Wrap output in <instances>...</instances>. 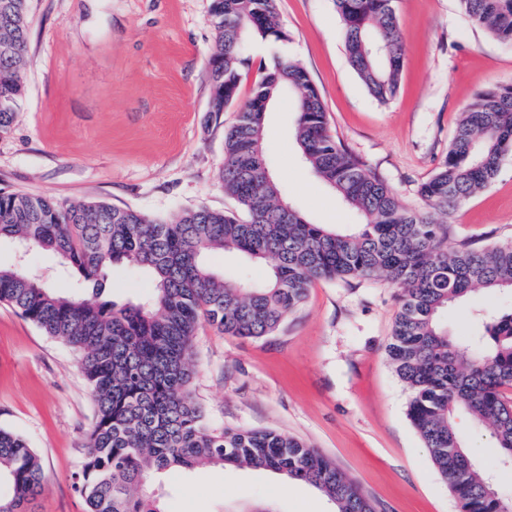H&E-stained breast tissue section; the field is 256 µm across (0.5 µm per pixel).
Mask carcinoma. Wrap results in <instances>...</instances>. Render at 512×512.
I'll use <instances>...</instances> for the list:
<instances>
[{
    "label": "carcinoma",
    "mask_w": 512,
    "mask_h": 512,
    "mask_svg": "<svg viewBox=\"0 0 512 512\" xmlns=\"http://www.w3.org/2000/svg\"><path fill=\"white\" fill-rule=\"evenodd\" d=\"M28 0H0V134L14 123L23 92ZM345 51L372 97L391 100L404 44L395 0H334ZM470 22L512 44V0H458ZM218 47L208 62L216 111L238 97L237 47L253 35L286 39L277 0H211ZM292 96L302 159L362 223L353 231L312 224L282 198L263 151L265 114ZM512 153V84L480 93L461 112L448 152L418 188L424 209L407 207L386 181L332 134L322 96L291 59H274L224 133V192L245 217L207 207L153 220L107 202L64 206L51 197L0 192V241L56 254L79 288L106 289L118 265L150 270L155 288L143 302L91 303L47 287L16 266H0V303L79 355L96 420L74 489L87 512H165L152 488L171 469L270 470L323 493L336 512H377L373 501L327 457L272 430L206 426L188 384L201 320L231 335H271L316 280L385 277L400 290L388 345L408 386V415L459 512H512L471 462L456 425L463 410L492 429L512 463V310L494 311L461 345L441 316L477 289L512 290V243L453 247L457 209L498 176ZM438 214L436 221L431 214ZM216 251L271 264L262 283L229 280L205 262ZM13 496L0 512H28L41 491L42 467L27 440L0 428V482Z\"/></svg>",
    "instance_id": "1"
}]
</instances>
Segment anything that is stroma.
<instances>
[{
  "label": "stroma",
  "instance_id": "stroma-1",
  "mask_svg": "<svg viewBox=\"0 0 512 512\" xmlns=\"http://www.w3.org/2000/svg\"><path fill=\"white\" fill-rule=\"evenodd\" d=\"M211 0H29L24 93L0 135V190L60 203L103 201L154 219L205 206L238 210L219 176L224 131L237 106L210 109L216 46ZM286 40L246 38L239 103L281 55L303 66L348 148L418 209L417 193L444 159L459 116L481 92L512 83V45L476 30L457 0H396L405 45L396 96L375 100L349 65L333 0H277ZM293 100L266 115L263 148L283 197L313 224L353 229L359 214L302 162ZM454 241H512V156L454 215ZM22 267L61 293L75 283L40 248L0 265ZM151 275L123 266L106 298L139 302ZM399 290L383 278L314 281L304 302L261 339L201 324L188 389L206 423L275 430L332 460L378 512H459L407 412L411 392L387 355ZM512 308V292L483 289L443 315L460 342L476 310ZM94 403L78 356L0 304V427L25 437L43 468L29 512H86L74 475ZM457 429L475 464L512 495L486 425ZM166 512H335L312 486L261 469L171 470L153 482Z\"/></svg>",
  "mask_w": 512,
  "mask_h": 512
}]
</instances>
